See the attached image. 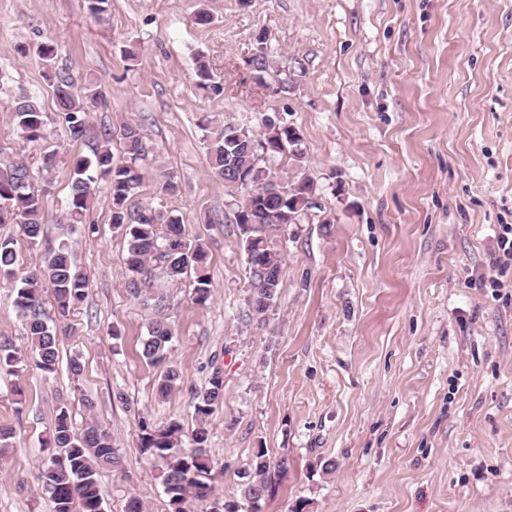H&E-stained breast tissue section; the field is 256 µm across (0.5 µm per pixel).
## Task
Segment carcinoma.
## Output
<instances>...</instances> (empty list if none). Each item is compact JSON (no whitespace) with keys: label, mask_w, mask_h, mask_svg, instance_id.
<instances>
[{"label":"carcinoma","mask_w":512,"mask_h":512,"mask_svg":"<svg viewBox=\"0 0 512 512\" xmlns=\"http://www.w3.org/2000/svg\"><path fill=\"white\" fill-rule=\"evenodd\" d=\"M255 76L264 77L270 61L259 38L250 58ZM200 85L219 93L211 83L212 74L205 56L196 57ZM72 78L56 76L55 97L64 115L72 140L87 136L90 106L106 105L93 88L74 94ZM20 137L29 143L44 137L45 112L39 101L23 96L11 108ZM124 158L114 161L112 131L104 129L96 136L92 156L72 157L69 194L60 223L85 221L95 196L97 179L108 181L111 197V224L127 240L126 263L134 274L129 287L135 295L141 286L161 276L167 281L181 279L191 268L195 274L193 302L206 306L213 293L207 268V251L198 239H192L185 225L174 217L163 219L152 207L133 202L143 179L148 149L137 126L125 125L121 132ZM302 137L299 129L281 122L264 123L258 134L226 124L208 141L210 167L234 198L238 240L247 259L248 318L264 327L273 312L281 284L282 255L275 236L290 224L300 223L312 207L316 193L314 182L301 171ZM46 192L30 181L25 164L12 163L0 170V224H20L24 234L36 241L42 234ZM19 262L12 242L0 241V278L19 279L15 307L23 322L29 344V356L45 375L56 371L59 337L44 320L43 285L51 288L52 303L61 317L86 295L87 277L72 262L69 247L62 241L46 264L18 276ZM173 330L166 305L158 299L147 336L140 344L141 355L153 365H167L157 383L158 399H165L181 379L180 371L169 364ZM20 357L8 345H0V370L12 374ZM224 401V377L216 371L208 387L197 395V426L191 434V448H181L182 425L172 420L163 427L141 422L139 448L162 463L160 477L168 496L169 512H186L188 498L204 500L211 491L212 476L208 442V418ZM49 443L55 449L40 473L43 488L49 494L52 512H103L98 472L120 463L112 435L102 425L91 422L83 430L73 427L68 409L56 414ZM271 464L267 451L256 449L249 462L237 471V493L213 501L209 512H260V501L271 483Z\"/></svg>","instance_id":"1"}]
</instances>
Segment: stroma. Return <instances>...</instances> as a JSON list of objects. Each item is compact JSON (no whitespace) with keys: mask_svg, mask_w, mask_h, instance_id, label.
<instances>
[{"mask_svg":"<svg viewBox=\"0 0 512 512\" xmlns=\"http://www.w3.org/2000/svg\"><path fill=\"white\" fill-rule=\"evenodd\" d=\"M202 4L207 27L192 21ZM262 30L271 66L258 83L248 60ZM45 41L76 90L93 80L104 93L108 106L89 124L111 129L115 159L121 126H140L149 156L139 199L181 219L210 254L207 307L192 302L193 273L151 286L169 300L181 372L162 401L160 370L139 354L150 309L129 291L107 182L97 180L85 223L57 222L68 161L90 155L95 139L70 140L34 54ZM200 54L222 94L198 87ZM25 95L46 114L35 143L20 139L11 113ZM275 115L299 128L317 190L280 238L281 288L258 330L205 126L258 132ZM9 162L45 190V226L33 243L20 225L0 224V240L12 241L24 272L67 242L89 284L66 320L56 373L29 360L0 372V427L13 433L0 512H51L38 474L63 405L75 429L110 428L122 458L99 473L104 512H124L132 496L168 512L161 465L137 447L139 423L192 430L196 396L217 370L214 496L236 492L238 469L262 447L288 469L273 474L260 512H291L300 499L304 512H512V266L500 290L470 285L493 273L497 237L512 225V0H112L102 15L86 0H0V164ZM15 297L0 279V342L25 353Z\"/></svg>","mask_w":512,"mask_h":512,"instance_id":"1","label":"stroma"}]
</instances>
